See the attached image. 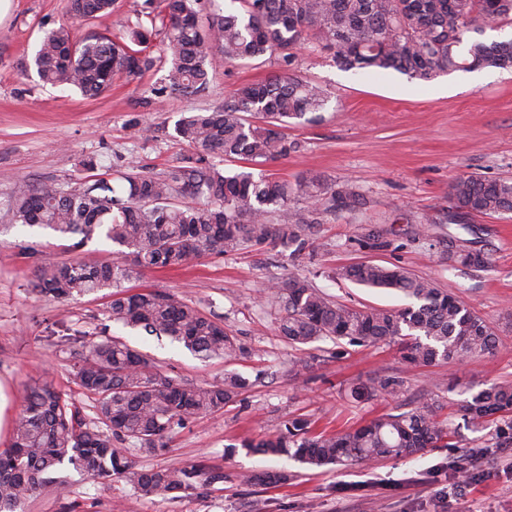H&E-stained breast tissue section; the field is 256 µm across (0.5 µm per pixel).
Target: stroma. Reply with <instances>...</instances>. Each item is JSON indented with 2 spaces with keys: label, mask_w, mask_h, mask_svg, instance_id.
I'll return each mask as SVG.
<instances>
[{
  "label": "stroma",
  "mask_w": 512,
  "mask_h": 512,
  "mask_svg": "<svg viewBox=\"0 0 512 512\" xmlns=\"http://www.w3.org/2000/svg\"><path fill=\"white\" fill-rule=\"evenodd\" d=\"M10 2L0 18V382L11 389L12 416H19L27 388L40 378L94 420V401L78 386L76 365L86 346L113 336L176 379L220 381L230 368L255 382L222 413L174 427L166 453L132 456L137 469L201 460L222 466V489L204 497L144 498L128 478L94 482L71 469L64 488L40 489L23 512H512V439L499 434L494 422L471 427L457 410L460 388L512 380V321L504 317L512 310V212L465 213L448 198L460 176L512 178V71L489 69L477 81L455 72L423 83L393 70H342L312 45L298 53L297 73L323 86L330 100L319 121L290 124L287 134L297 152L264 171L291 183L308 171L351 183L365 196L364 208L320 225L315 259L299 267L287 256L249 248L207 253L190 267L148 270L127 284L134 292L169 291L223 320L246 349L227 364L199 358L168 337L113 323L105 293L62 302L36 293L41 266L73 258L106 262L113 246L97 236L72 249L70 240L51 230L10 223L5 204L18 180L84 177L81 162L87 157L110 179L133 166L164 172L187 151L174 137L182 113L223 107L240 85L278 71L280 61L221 65L206 95L197 99L155 96L165 74L159 67L136 80L116 79L105 95L89 99L76 88L44 84L34 56L45 34L67 23L79 38L103 29L123 36L133 0H120L102 23L71 20L68 0ZM371 228L381 230L390 247L360 245ZM452 244L483 251L488 265L449 262ZM362 261L396 263L434 280L494 328L495 353L421 367L404 362L392 342L365 349L325 340L309 347L312 371L289 378L294 352L275 331V309L257 298L260 283L296 271L339 303L361 310L403 307L399 293L332 278L333 269ZM376 375L403 377L406 392L395 401L355 402L351 388ZM439 385L461 448L488 451L473 482L445 499L438 492L452 488L461 448H428L414 459L308 467L241 446L276 434L293 414H309L318 429L337 432L407 410ZM260 471H281L289 479L244 484L245 475Z\"/></svg>",
  "instance_id": "1"
}]
</instances>
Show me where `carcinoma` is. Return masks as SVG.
<instances>
[{
    "label": "carcinoma",
    "mask_w": 512,
    "mask_h": 512,
    "mask_svg": "<svg viewBox=\"0 0 512 512\" xmlns=\"http://www.w3.org/2000/svg\"><path fill=\"white\" fill-rule=\"evenodd\" d=\"M237 13H210L201 24L200 0H138L122 42L98 32L80 40L66 24L50 31L34 57L41 80L70 85L87 98L106 92L116 77L135 78L168 65L162 91L203 96L219 63L277 57L282 71L236 90L219 110L195 109L174 124L175 138L192 152L163 173L131 170L112 181L92 174L78 182L31 184L12 191L6 209L16 224L76 237V245L104 233L116 246L108 263L78 259L42 266L33 284L44 297L67 300L109 289V318L148 335L167 336L202 359L232 358L243 347L224 322L161 291L130 294L123 284L154 269L185 267L205 253L226 255L244 247L289 253L297 263L314 260L318 226L366 205L351 184L307 173L296 184L255 175L226 163L255 166L288 157L297 143L286 129L293 120L320 112L328 101L320 85L300 78L292 65L311 36L347 71L394 70L430 82L442 74L512 68V40L482 39L495 21H512V0H237ZM117 0H70L76 19H107ZM159 56L145 53L155 38ZM456 208L479 214L512 211V180L467 175L449 186ZM448 259L482 267L488 258L457 247ZM334 277L366 288L403 294L400 309L357 310L335 302L307 278L291 273L262 286L279 307L276 330L295 349L329 339L372 348L394 342L415 366L456 363L491 355L492 327L433 280L409 269L372 261L341 267ZM312 362L295 356L288 375L300 377ZM76 381L94 397L88 426L75 404L49 382L29 387L11 445L0 450V512H18L40 488L67 483L73 467L92 481L128 478L142 497L206 495L224 483L218 465L197 462L160 469H133L129 454L168 449L174 426L214 415L236 403L249 386L237 372L224 381L191 383L162 373L146 354L106 338L82 352ZM406 392L401 376H376L356 386L355 400H396ZM445 405L429 397L409 410L387 413L337 433L319 432L307 416L288 418L273 438L243 447L261 455H286L302 465L326 466L389 457H412L425 448H458ZM460 411L474 427L500 416V433L512 435V381L467 390ZM128 447L123 448L121 444Z\"/></svg>",
    "instance_id": "carcinoma-1"
}]
</instances>
